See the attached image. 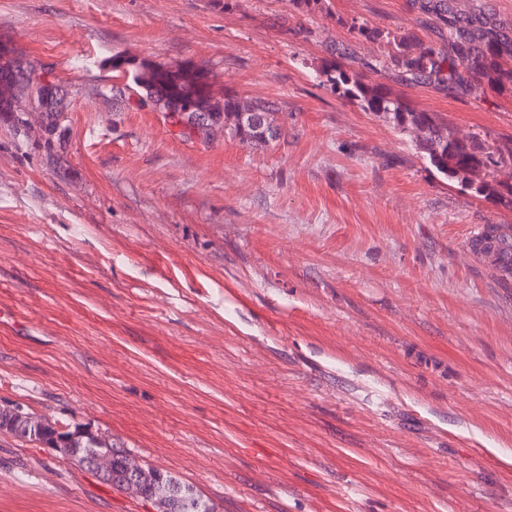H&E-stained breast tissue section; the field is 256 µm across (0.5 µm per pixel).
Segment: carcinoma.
Here are the masks:
<instances>
[{
    "mask_svg": "<svg viewBox=\"0 0 512 512\" xmlns=\"http://www.w3.org/2000/svg\"><path fill=\"white\" fill-rule=\"evenodd\" d=\"M413 11L436 36L424 41L412 32H398L371 26L353 18L343 23L358 41L380 45L376 55L358 58L352 42L335 41L326 45L335 60L321 72V83L341 98L355 101L366 112L380 114L392 127L411 136L427 156L434 170L476 197H494L512 203V145L501 143L484 131L458 137L448 121L434 112L418 111L393 95L384 83H373L369 75L388 78L405 86H425L452 98L475 97L483 102L496 95L512 102V19L500 17L483 2L463 9L459 0H410ZM135 92L139 99L152 102L184 124L186 133L195 126L199 112L212 109L211 100L196 85L203 70L192 65L141 60ZM32 66L15 50L0 44V79L10 78L16 89L29 88ZM280 107L275 101L250 100L224 94V104L216 113L213 129L205 138L224 136L241 143L266 145L281 136L273 115ZM47 116L45 133L53 135L59 109L54 97L43 100ZM0 406V432L35 445L50 441L57 429L65 428L68 447L112 455L103 482L121 492L129 490L127 475H139L137 496L152 505L155 512H214L194 488L176 476L160 473L138 463L124 449L114 447L106 435L87 436L80 425L26 412L20 417Z\"/></svg>",
    "mask_w": 512,
    "mask_h": 512,
    "instance_id": "1",
    "label": "carcinoma"
}]
</instances>
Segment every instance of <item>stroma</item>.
<instances>
[{
    "label": "stroma",
    "instance_id": "1",
    "mask_svg": "<svg viewBox=\"0 0 512 512\" xmlns=\"http://www.w3.org/2000/svg\"><path fill=\"white\" fill-rule=\"evenodd\" d=\"M0 0L58 134L0 120V405L109 435L215 512H512V279L467 256L512 208L322 85L339 19L409 0ZM312 29L311 38L291 27ZM115 54L281 103L279 140L186 137ZM460 134L512 104L392 84ZM0 512H154L0 433Z\"/></svg>",
    "mask_w": 512,
    "mask_h": 512
}]
</instances>
